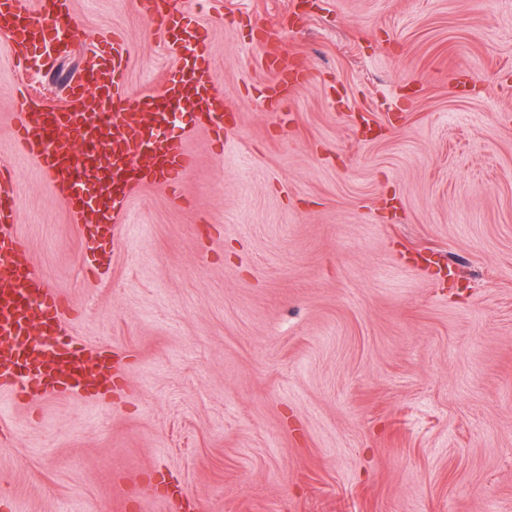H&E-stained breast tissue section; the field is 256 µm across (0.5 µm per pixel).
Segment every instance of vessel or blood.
Wrapping results in <instances>:
<instances>
[{
  "mask_svg": "<svg viewBox=\"0 0 512 512\" xmlns=\"http://www.w3.org/2000/svg\"><path fill=\"white\" fill-rule=\"evenodd\" d=\"M69 0H39L33 12L22 13L18 0H0V30L10 32L18 59H25L31 47L55 42L59 33L71 31ZM169 46L180 62L176 76L159 92H144L137 100L139 111L161 116L162 107L176 103L184 110L203 115L216 125L224 123V107L213 95L214 68L198 30L184 27L169 33ZM101 65L92 70L91 82L77 86L67 107L44 112L29 111L19 102L13 114L20 149L32 158L65 196L75 216V230L83 239L108 241L112 238L110 219L120 212L135 182H168L187 171L192 161L184 150L161 136L156 125L141 123L115 112L101 115L100 104L114 95L124 78L129 51L115 41L104 47ZM269 66L279 81L273 91L278 98L288 94L289 79L298 77L302 65L284 55L278 46L266 49ZM116 131L112 158L119 163L118 176L102 206L95 207L77 191L78 177L96 168L105 126ZM16 202L13 191L0 188V265L8 264V285L0 287V337H13L10 345L0 344V387L20 385L30 379L48 396L110 388L113 380L109 356H86L83 348L63 342L54 360L46 362L17 337L27 335L31 325H49L51 332L62 329L59 297L16 257L22 247L14 232Z\"/></svg>",
  "mask_w": 512,
  "mask_h": 512,
  "instance_id": "obj_1",
  "label": "vessel or blood"
}]
</instances>
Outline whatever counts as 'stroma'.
<instances>
[{
	"instance_id": "1",
	"label": "stroma",
	"mask_w": 512,
	"mask_h": 512,
	"mask_svg": "<svg viewBox=\"0 0 512 512\" xmlns=\"http://www.w3.org/2000/svg\"><path fill=\"white\" fill-rule=\"evenodd\" d=\"M25 69L0 31V166L103 395L0 388V512H512V0H173L234 113H182L173 186L133 187L105 277L17 146L99 41L116 104L177 62L140 0H71ZM307 82L272 108L265 35Z\"/></svg>"
}]
</instances>
